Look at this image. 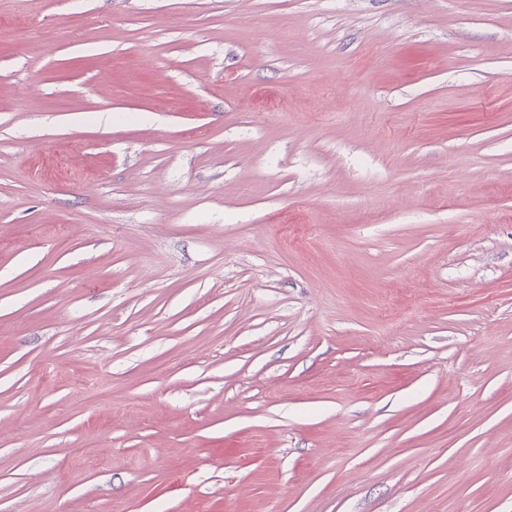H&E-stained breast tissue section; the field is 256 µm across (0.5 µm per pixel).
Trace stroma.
<instances>
[{
	"instance_id": "stroma-1",
	"label": "stroma",
	"mask_w": 512,
	"mask_h": 512,
	"mask_svg": "<svg viewBox=\"0 0 512 512\" xmlns=\"http://www.w3.org/2000/svg\"><path fill=\"white\" fill-rule=\"evenodd\" d=\"M0 512H512V0H0Z\"/></svg>"
}]
</instances>
